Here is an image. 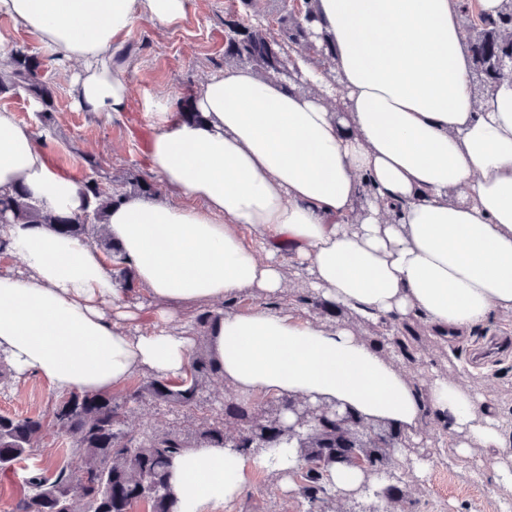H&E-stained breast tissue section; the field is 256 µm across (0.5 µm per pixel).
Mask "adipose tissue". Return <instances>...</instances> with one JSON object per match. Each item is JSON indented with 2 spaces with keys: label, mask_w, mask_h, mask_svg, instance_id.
Returning a JSON list of instances; mask_svg holds the SVG:
<instances>
[{
  "label": "adipose tissue",
  "mask_w": 512,
  "mask_h": 512,
  "mask_svg": "<svg viewBox=\"0 0 512 512\" xmlns=\"http://www.w3.org/2000/svg\"><path fill=\"white\" fill-rule=\"evenodd\" d=\"M186 0H0L66 60L82 62L77 105L123 111L117 62L136 18L165 27ZM335 81L309 57L300 90L232 68L203 85L199 121L158 104L152 171L178 202L129 195L108 230L156 307L132 329L135 303L98 248L44 224H7L19 259L0 269V354L60 396L106 393L140 374L185 376L195 338L185 310L243 295L222 312L208 352L236 399L305 398L382 420L414 441L443 423L457 455L481 451L495 492L512 498V409L440 376L418 388L390 353L336 322L273 311L290 276L375 329L423 320L446 350L491 318L512 314V79L472 93L461 0H315ZM341 87L337 108L325 100ZM25 185L41 206L81 212L73 180L51 168L34 133L0 110V195ZM251 239H244L243 230ZM267 454L201 446L179 455L169 486L180 512H210L250 486Z\"/></svg>",
  "instance_id": "1"
}]
</instances>
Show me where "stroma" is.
Wrapping results in <instances>:
<instances>
[{
  "mask_svg": "<svg viewBox=\"0 0 512 512\" xmlns=\"http://www.w3.org/2000/svg\"><path fill=\"white\" fill-rule=\"evenodd\" d=\"M230 7V0H187L185 16L177 26L135 20L119 52L130 96L124 111L109 114L86 112L76 105L72 77L81 70L80 62L58 60L21 22L0 16V35L8 46H24L38 54L43 79L53 92V108L46 115L21 88L0 94V109L13 112L19 123L31 127L39 137L37 149L60 174L82 180L88 172L85 159L93 156L112 185L126 186L130 175L151 169L157 103L200 91L208 78L224 71ZM511 325V316L495 319L483 333L460 343L452 357L422 322H415L416 353L400 366L418 386H425L437 373L462 386L493 392L511 406L512 334L507 331ZM58 401L37 375L20 382L0 381V413L40 414L48 420ZM421 435L424 444L413 454L430 462L424 478L405 477L407 457L393 456L389 464L390 471L403 476L398 487L405 512H512V500L498 498L490 478H475L477 458L456 455L441 423H427ZM213 512H306V505L274 475L260 469L243 496L216 506Z\"/></svg>",
  "mask_w": 512,
  "mask_h": 512,
  "instance_id": "35a3bbf8",
  "label": "stroma"
}]
</instances>
